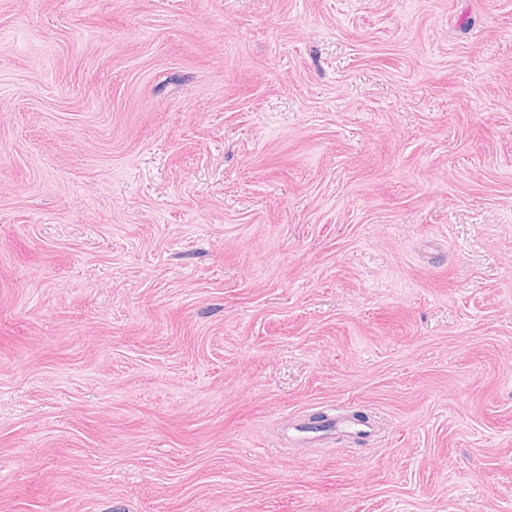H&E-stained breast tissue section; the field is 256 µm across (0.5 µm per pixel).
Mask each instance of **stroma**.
I'll use <instances>...</instances> for the list:
<instances>
[{
	"mask_svg": "<svg viewBox=\"0 0 512 512\" xmlns=\"http://www.w3.org/2000/svg\"><path fill=\"white\" fill-rule=\"evenodd\" d=\"M0 512H512V0H0Z\"/></svg>",
	"mask_w": 512,
	"mask_h": 512,
	"instance_id": "obj_1",
	"label": "stroma"
}]
</instances>
